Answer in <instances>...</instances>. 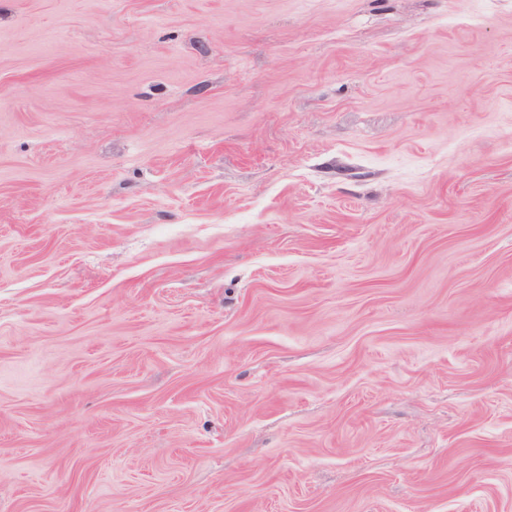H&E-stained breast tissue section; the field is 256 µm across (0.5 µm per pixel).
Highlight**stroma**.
I'll return each instance as SVG.
<instances>
[{
    "mask_svg": "<svg viewBox=\"0 0 512 512\" xmlns=\"http://www.w3.org/2000/svg\"><path fill=\"white\" fill-rule=\"evenodd\" d=\"M0 512H512V0H0Z\"/></svg>",
    "mask_w": 512,
    "mask_h": 512,
    "instance_id": "35a3bbf8",
    "label": "stroma"
}]
</instances>
